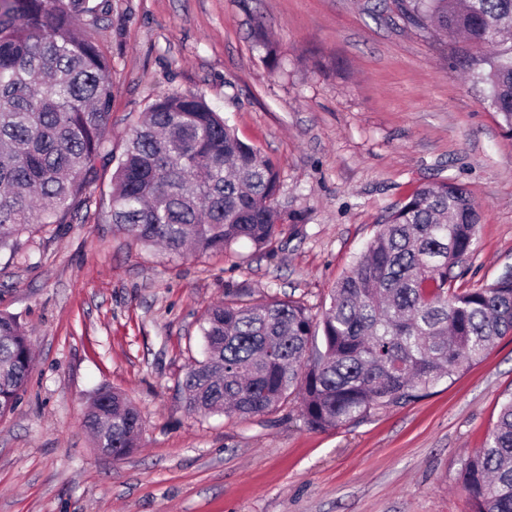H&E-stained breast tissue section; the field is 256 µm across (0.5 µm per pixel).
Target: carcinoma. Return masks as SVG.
<instances>
[{"instance_id": "cac0c4a2", "label": "carcinoma", "mask_w": 512, "mask_h": 512, "mask_svg": "<svg viewBox=\"0 0 512 512\" xmlns=\"http://www.w3.org/2000/svg\"><path fill=\"white\" fill-rule=\"evenodd\" d=\"M420 29L481 48L512 32V0H392ZM85 18L77 31L74 21ZM108 0H0V249L37 224L92 215L101 171L112 165V57L92 30ZM477 76L484 101L512 135V48ZM279 173L240 140L200 92H165L134 126L112 174L116 231L173 255L259 249L282 233ZM481 224L461 185L436 181L393 207L316 315L289 296L227 292L200 317L204 359L185 372L186 407L239 418L277 410L292 394L313 430L358 422L424 397L512 333V271L457 292L453 268ZM29 336L0 313V418L32 370ZM96 447L121 458L139 446L142 420L120 393L100 390L84 418ZM469 512H512V394L482 447L461 460Z\"/></svg>"}]
</instances>
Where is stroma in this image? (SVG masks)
Listing matches in <instances>:
<instances>
[{
	"label": "stroma",
	"mask_w": 512,
	"mask_h": 512,
	"mask_svg": "<svg viewBox=\"0 0 512 512\" xmlns=\"http://www.w3.org/2000/svg\"><path fill=\"white\" fill-rule=\"evenodd\" d=\"M109 4L113 155L157 94L202 93L276 166L283 233L267 251L173 257L91 218L1 249L0 312L31 332L34 362L0 419V512H468L460 461L512 393V334L424 398L326 431L293 400L194 414L179 385L208 304L285 294L320 312L420 184H460L481 207L456 287L512 269V135L474 80L486 52L410 27L392 0ZM103 388L142 417L121 459L83 426Z\"/></svg>",
	"instance_id": "35a3bbf8"
}]
</instances>
